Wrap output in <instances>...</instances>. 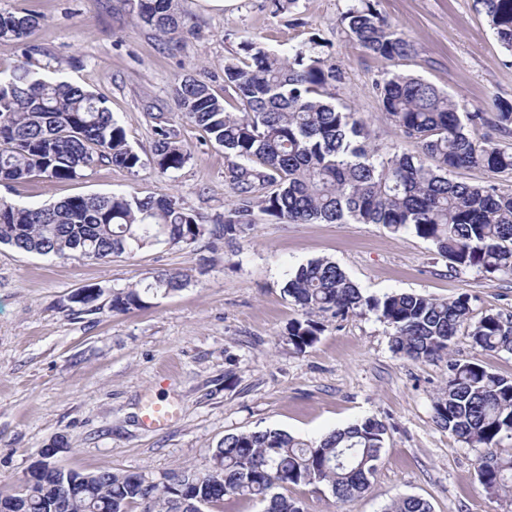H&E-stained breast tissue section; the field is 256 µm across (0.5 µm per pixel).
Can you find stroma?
Listing matches in <instances>:
<instances>
[{"mask_svg": "<svg viewBox=\"0 0 512 512\" xmlns=\"http://www.w3.org/2000/svg\"><path fill=\"white\" fill-rule=\"evenodd\" d=\"M348 0H298L273 12L269 0H178L193 27L165 42L136 19L135 0H0V8L37 18L23 44L0 53V68L27 63L101 96L124 127L142 165L128 172L105 163L67 181L0 183V197L25 206L74 195L167 194L215 219L236 196L224 180L223 148L173 114L177 78L203 73L224 90V63L254 37L272 49L318 39L342 70L337 103L357 113L384 148L417 154L380 111L374 82L395 71L448 91L467 108L512 104V55L475 0H380L378 9L414 43L412 57L390 62L352 40L339 19ZM168 112L191 152L179 171L155 168L152 116ZM315 259L336 262L364 295L418 293L472 297L474 318L512 314V278L475 269L449 271L430 242L394 235L379 224H283L264 214L232 244L161 246L108 263L53 259L0 245V494L22 487L38 452L56 437V463L82 472H140L162 482L190 469L206 472L226 434L277 428L305 441L365 418L387 427L369 489L336 502L322 485L289 487L304 512H384L398 495L428 500L433 512H512V495L484 489L481 448L458 441L433 419L448 360L477 362L512 379V353L478 352L466 332L451 355L413 360L391 348L393 330L376 314L325 318L305 352L288 345L302 313L283 293L289 272ZM187 274L182 290L148 308L113 312V290L148 272ZM101 289L95 310L70 297ZM177 402L159 431L144 428L145 400Z\"/></svg>", "mask_w": 512, "mask_h": 512, "instance_id": "stroma-1", "label": "stroma"}]
</instances>
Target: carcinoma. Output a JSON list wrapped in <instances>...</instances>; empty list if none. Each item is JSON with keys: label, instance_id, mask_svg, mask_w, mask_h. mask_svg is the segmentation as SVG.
<instances>
[{"label": "carcinoma", "instance_id": "cac0c4a2", "mask_svg": "<svg viewBox=\"0 0 512 512\" xmlns=\"http://www.w3.org/2000/svg\"><path fill=\"white\" fill-rule=\"evenodd\" d=\"M177 0H137L139 22L172 41L187 31ZM503 48L512 54V0H477ZM378 0H350L340 24L367 52L388 61L410 56L414 44L389 24ZM37 24L32 15L0 9V49L16 46ZM320 42L286 51L245 40L243 55L224 62V95L201 77L175 86L181 118L224 148L225 180L238 197L215 224L166 194L138 192L75 195L39 207L0 198V243L44 257L75 254L105 263L159 246H191L207 237L231 239L250 228L254 208L279 223L380 224L399 235L429 241L448 269L475 268L512 277V192L493 184L453 181L465 168L512 171V105L496 111L462 109L447 92L417 77L387 73L375 82L386 120L421 156L384 152L368 126L333 103L338 66L320 56ZM153 163L162 174L182 169L190 152L159 113ZM493 128L504 140L480 141L472 131ZM95 162L129 171L141 164L124 128L105 101L81 86L50 78L25 65L0 70V182L32 178L72 180ZM187 285L176 269L150 273L143 284L112 292L110 308L127 312L148 306L149 295ZM283 292L302 311L290 323L288 343L298 352L322 332L315 320L371 311L393 329L394 352L414 360L448 352L462 327L475 348L512 352V315L489 312L472 321L471 296L448 301L415 293L365 296L336 263L317 259L289 274ZM436 424L459 441L484 449L477 476L485 489L512 492V456L498 447L512 440V380L472 361L448 362V382L433 404ZM386 426L374 418L337 428L314 442L279 429L224 436L212 451L210 469L186 488L184 471L148 482L133 473L107 472L75 498L58 486L84 473L43 465L45 482L22 494V512H186V503L218 506L247 497L263 512H302L299 502L275 489L321 484L339 502L364 493L378 470ZM385 512H432L413 495L392 500Z\"/></svg>", "mask_w": 512, "mask_h": 512}]
</instances>
